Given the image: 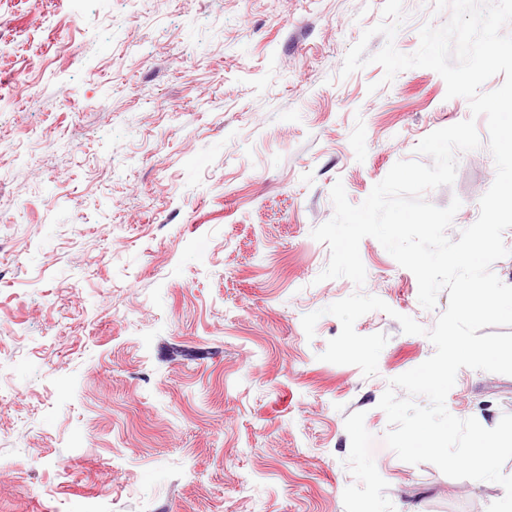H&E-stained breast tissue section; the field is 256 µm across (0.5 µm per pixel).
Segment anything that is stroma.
<instances>
[{"label":"stroma","instance_id":"1","mask_svg":"<svg viewBox=\"0 0 512 512\" xmlns=\"http://www.w3.org/2000/svg\"><path fill=\"white\" fill-rule=\"evenodd\" d=\"M384 0H0V512H486L505 491L400 460L378 406L431 357L415 275L373 237L367 277L319 281L311 231L431 132L485 117L435 71L341 68ZM414 53L433 0H403ZM376 92H369L370 84ZM430 203L495 178L456 155ZM376 375L322 361L356 291ZM321 311L314 337L303 315ZM448 411L512 414V375L460 369Z\"/></svg>","mask_w":512,"mask_h":512}]
</instances>
